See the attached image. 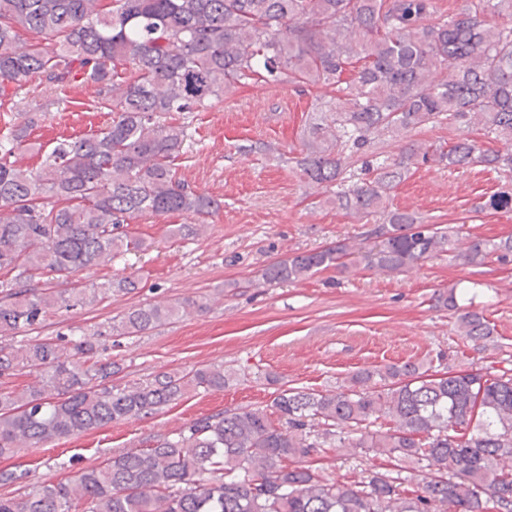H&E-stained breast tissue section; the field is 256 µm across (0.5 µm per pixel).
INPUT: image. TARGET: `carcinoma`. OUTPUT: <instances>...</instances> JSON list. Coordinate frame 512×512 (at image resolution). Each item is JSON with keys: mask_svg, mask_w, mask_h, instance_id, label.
<instances>
[{"mask_svg": "<svg viewBox=\"0 0 512 512\" xmlns=\"http://www.w3.org/2000/svg\"><path fill=\"white\" fill-rule=\"evenodd\" d=\"M512 0H469L444 18L433 0H0V77L42 75L64 94L76 78L94 88L93 109L110 115L98 132L61 138L38 168L12 160L28 140L26 118L0 134V459L56 437L140 418L190 390L221 391L222 365L162 372L112 384L120 367L97 356L100 337L132 338L207 303L140 304L80 337L11 339L43 326L61 308L136 290L134 276L87 285L80 274L136 246L126 228L142 215L182 214L197 223L219 203L173 170L186 126L172 112L224 102L238 84L336 88L329 117L307 128L296 161L357 218L377 217L362 242L339 240L269 263L255 284L296 282L325 270L400 274L455 245L462 227L424 224L392 206L390 192L432 160L450 170L481 165L512 172ZM448 123L501 141L484 149L464 135L434 150L408 140ZM406 141L396 159L369 158L379 136ZM512 211V188L483 204ZM512 262V236L469 237L464 265ZM67 287L57 290L55 282ZM458 312L462 335L490 336L485 317ZM34 376L26 397L9 379ZM387 422L384 431L372 426ZM353 447L422 464L429 480L374 472L333 481L308 457L336 432ZM512 376L433 371L407 361L354 372L341 389H279L266 407L201 416L176 436L128 449L74 480L42 484L25 497L0 495V512H512Z\"/></svg>", "mask_w": 512, "mask_h": 512, "instance_id": "carcinoma-1", "label": "carcinoma"}]
</instances>
